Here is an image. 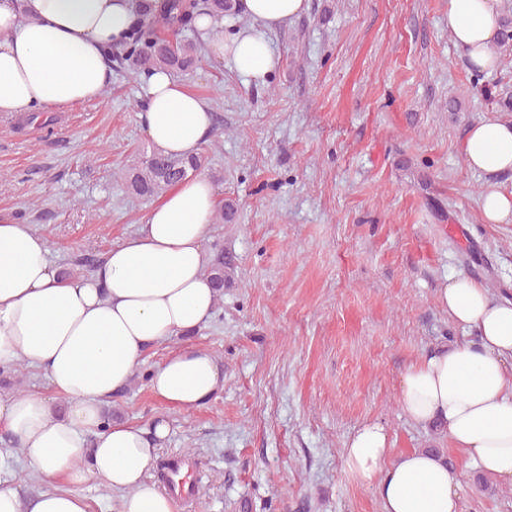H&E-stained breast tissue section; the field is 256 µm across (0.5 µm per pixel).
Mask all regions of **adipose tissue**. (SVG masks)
Instances as JSON below:
<instances>
[{"label": "adipose tissue", "instance_id": "1", "mask_svg": "<svg viewBox=\"0 0 512 512\" xmlns=\"http://www.w3.org/2000/svg\"><path fill=\"white\" fill-rule=\"evenodd\" d=\"M499 0H448V32L472 66L492 71ZM307 0H239L253 27L225 31L203 14L196 27L211 55L230 59L245 80L266 78L276 57L268 30L302 14ZM129 0H0V112H40L101 98L111 72L105 46L123 34ZM140 119L166 154L199 151L212 110L170 71L146 77ZM469 169L512 171V122L482 120L465 142ZM217 209L212 180L197 175L170 188L143 224L104 255L87 276H67L50 258L48 238L0 212V365L22 361L45 370L66 398L65 415L50 400L21 393L0 398V427L23 453V470L39 489L23 495L0 480V512H88L91 482L119 493L118 512H173L172 501L146 481L171 426L106 420L112 395L124 390L148 348L208 324L217 296L207 273L210 225ZM441 306L468 340L411 364L400 406L411 420L439 423L452 447L474 467L512 481V301L458 275L442 288ZM224 384L215 358L199 348L171 351L149 378L154 397L193 409ZM343 471L379 484L383 512H458V483L447 462L418 449L392 455L384 429L363 426L343 450Z\"/></svg>", "mask_w": 512, "mask_h": 512}]
</instances>
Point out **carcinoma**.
Returning <instances> with one entry per match:
<instances>
[{"label": "carcinoma", "instance_id": "obj_1", "mask_svg": "<svg viewBox=\"0 0 512 512\" xmlns=\"http://www.w3.org/2000/svg\"><path fill=\"white\" fill-rule=\"evenodd\" d=\"M130 20L120 40L108 47L107 60L135 78L153 68L186 72L201 60V42L186 32L193 30L201 14L239 15L238 0H131ZM499 29L492 49L512 46V0H504ZM209 165L205 149L189 157L166 155L157 149L138 151L131 163L113 172L126 192L135 197L153 198L175 184L203 173ZM238 213L236 200L219 202L213 220L218 224L234 223ZM235 270L232 256L217 251L208 274L218 296Z\"/></svg>", "mask_w": 512, "mask_h": 512}]
</instances>
